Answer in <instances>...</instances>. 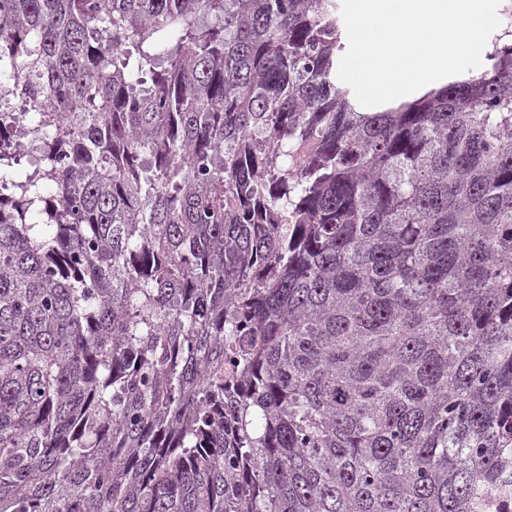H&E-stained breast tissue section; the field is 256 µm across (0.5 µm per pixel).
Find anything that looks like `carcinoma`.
Wrapping results in <instances>:
<instances>
[{
    "label": "carcinoma",
    "mask_w": 512,
    "mask_h": 512,
    "mask_svg": "<svg viewBox=\"0 0 512 512\" xmlns=\"http://www.w3.org/2000/svg\"><path fill=\"white\" fill-rule=\"evenodd\" d=\"M491 45L368 113L337 0H0V512H512Z\"/></svg>",
    "instance_id": "obj_1"
}]
</instances>
